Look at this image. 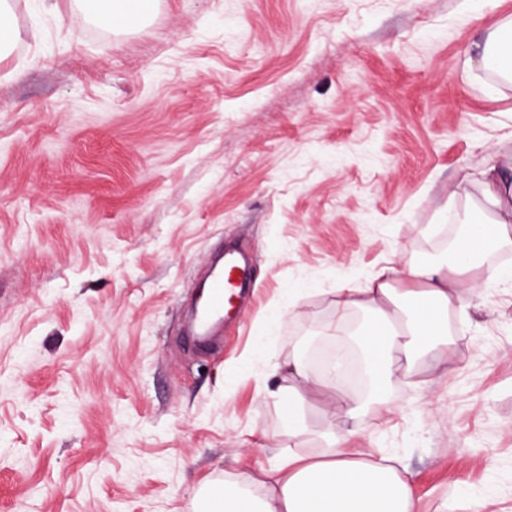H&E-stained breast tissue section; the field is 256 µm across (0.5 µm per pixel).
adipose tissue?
<instances>
[{
  "label": "adipose tissue",
  "mask_w": 512,
  "mask_h": 512,
  "mask_svg": "<svg viewBox=\"0 0 512 512\" xmlns=\"http://www.w3.org/2000/svg\"><path fill=\"white\" fill-rule=\"evenodd\" d=\"M159 0H80L84 20L102 21L117 31L149 23ZM467 67L512 82V17L484 29ZM484 205L464 211L463 237L446 259L410 263L387 261L364 287L336 290V316L358 310L367 315L360 341L373 379L366 399L355 401L340 390L327 393L333 415L344 418L341 428H329L327 446L318 455L291 454L262 475L264 495H254L248 482L228 481L208 488L197 512H414L411 484L390 458L349 447L360 431L362 412L389 402L398 374H411L433 357L453 363L448 313L465 295H478L483 276L512 280V271L485 266L492 250L512 244V155L498 156L483 172ZM287 384L275 396L283 419V436L306 429L305 405L316 383L302 356L288 360Z\"/></svg>",
  "instance_id": "obj_1"
}]
</instances>
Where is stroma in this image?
Listing matches in <instances>:
<instances>
[{
  "label": "stroma",
  "instance_id": "35a3bbf8",
  "mask_svg": "<svg viewBox=\"0 0 512 512\" xmlns=\"http://www.w3.org/2000/svg\"><path fill=\"white\" fill-rule=\"evenodd\" d=\"M0 61V512H190L209 484L317 453L271 389L327 342L335 290L433 259L512 153V85L466 61L512 0H161L131 33L11 0ZM240 320L180 343L219 244ZM305 289L294 302L292 293ZM458 359L400 378L351 447L416 512H512V282L448 316ZM18 37V30L15 26L11 12L8 7V0L0 1V60L6 58L15 40Z\"/></svg>",
  "mask_w": 512,
  "mask_h": 512
}]
</instances>
